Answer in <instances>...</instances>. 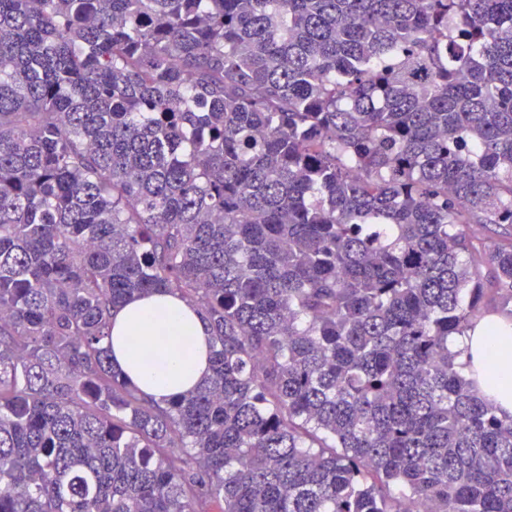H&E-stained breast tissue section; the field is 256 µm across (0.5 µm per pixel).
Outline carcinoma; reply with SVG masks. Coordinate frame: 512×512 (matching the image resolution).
Listing matches in <instances>:
<instances>
[{
  "instance_id": "obj_1",
  "label": "carcinoma",
  "mask_w": 512,
  "mask_h": 512,
  "mask_svg": "<svg viewBox=\"0 0 512 512\" xmlns=\"http://www.w3.org/2000/svg\"><path fill=\"white\" fill-rule=\"evenodd\" d=\"M512 0H0V512H512ZM198 308L162 406L112 311ZM500 323L488 318L461 336L448 337V350L458 353L460 361L468 364L467 374H482L480 389L494 394L500 409L512 415V325L508 324L509 336L499 331ZM494 329L500 334L493 336Z\"/></svg>"
}]
</instances>
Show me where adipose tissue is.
Listing matches in <instances>:
<instances>
[{"instance_id": "adipose-tissue-1", "label": "adipose tissue", "mask_w": 512, "mask_h": 512, "mask_svg": "<svg viewBox=\"0 0 512 512\" xmlns=\"http://www.w3.org/2000/svg\"><path fill=\"white\" fill-rule=\"evenodd\" d=\"M499 325L495 318L482 320L449 337L448 349L479 374L481 390L494 394L501 410L512 415V335L499 333ZM208 341L195 307L169 294L129 299L113 311L104 339L114 367L160 403L206 378Z\"/></svg>"}]
</instances>
